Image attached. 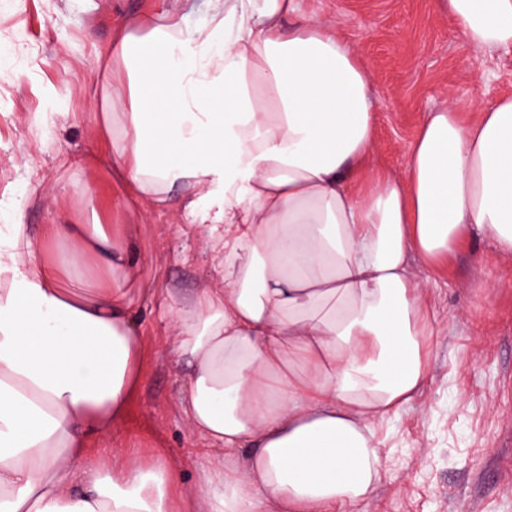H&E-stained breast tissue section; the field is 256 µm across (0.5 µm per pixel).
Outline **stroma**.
<instances>
[{
	"label": "stroma",
	"mask_w": 512,
	"mask_h": 512,
	"mask_svg": "<svg viewBox=\"0 0 512 512\" xmlns=\"http://www.w3.org/2000/svg\"><path fill=\"white\" fill-rule=\"evenodd\" d=\"M304 8L337 22L370 68L371 158L392 174L405 176L429 110L452 99L468 112L512 97V49H474L432 0H304ZM162 13L191 28L208 19L203 0H0V201L26 199L22 221L36 236L74 207L87 220L139 227L136 296L187 295L213 279L202 234L178 229V206L119 201L91 105L114 29ZM76 183L89 187L78 205L67 193ZM412 273L443 328L429 339L424 390L378 428L384 472L354 512H512V257L475 237L437 270L416 262ZM140 318L141 382L122 441L144 458L166 456L190 484L203 459L177 406L189 372L173 360L161 310Z\"/></svg>",
	"instance_id": "1"
}]
</instances>
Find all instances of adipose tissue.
<instances>
[{
  "instance_id": "adipose-tissue-1",
  "label": "adipose tissue",
  "mask_w": 512,
  "mask_h": 512,
  "mask_svg": "<svg viewBox=\"0 0 512 512\" xmlns=\"http://www.w3.org/2000/svg\"><path fill=\"white\" fill-rule=\"evenodd\" d=\"M112 35L100 104L124 196L177 202L213 284L159 297L202 478L99 442L126 420L143 339L138 231L67 213L0 226V512H348L380 479L373 424L427 380L437 322L410 261L469 236L512 256V98L429 111L405 177L371 169L373 76L302 0H207ZM480 50L512 0H434Z\"/></svg>"
}]
</instances>
